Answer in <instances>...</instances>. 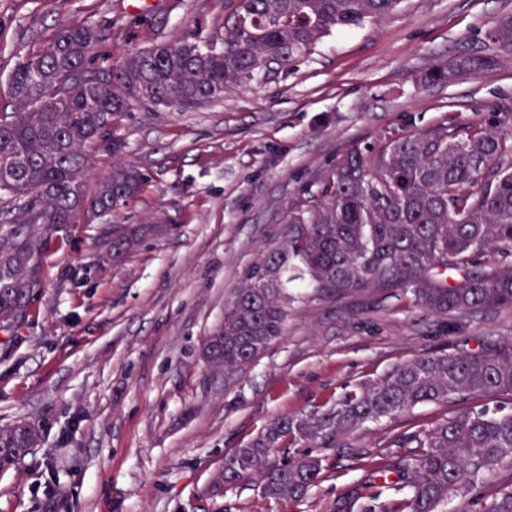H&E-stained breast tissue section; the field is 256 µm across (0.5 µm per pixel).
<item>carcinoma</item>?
<instances>
[{
  "label": "carcinoma",
  "mask_w": 512,
  "mask_h": 512,
  "mask_svg": "<svg viewBox=\"0 0 512 512\" xmlns=\"http://www.w3.org/2000/svg\"><path fill=\"white\" fill-rule=\"evenodd\" d=\"M401 0H225L224 24L204 41L187 36L128 50L107 71L98 48L111 33L89 22L68 24L8 75L0 102V331L16 327L35 287V260L52 234L90 223L137 196L145 181L117 164L94 186L87 174L100 154L124 149L117 120L138 103L192 110L224 91L268 76L311 53L334 30L392 12ZM490 38L512 46V18ZM461 56L433 69L443 84L484 68ZM147 228L127 226L107 257L132 251ZM451 272L450 285L444 274ZM327 299L372 288L410 298L431 313L462 318L512 308V131L492 123L463 130L446 121L406 129L374 154L351 151L319 190L289 208L281 238L252 268L203 351L209 368L232 374L282 336L288 285ZM512 396V348L480 354L423 352L362 382L333 404L270 420L251 440L224 454L201 497L226 512L224 495L254 482L276 512H300L325 471L327 450L366 423L426 402ZM40 442L21 422L0 431V468ZM415 447L369 462L367 481L322 512H375L387 493L393 512H448V501L474 496L478 512H512V410L457 412L397 442ZM396 475L392 481L384 474Z\"/></svg>",
  "instance_id": "cac0c4a2"
}]
</instances>
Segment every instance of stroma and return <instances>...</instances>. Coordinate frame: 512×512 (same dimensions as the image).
<instances>
[{
    "label": "stroma",
    "instance_id": "1",
    "mask_svg": "<svg viewBox=\"0 0 512 512\" xmlns=\"http://www.w3.org/2000/svg\"><path fill=\"white\" fill-rule=\"evenodd\" d=\"M224 0H0V86L61 25L114 32L103 54L217 29ZM512 0H401L377 21L323 37L288 70L188 112L134 105L119 122L141 193L106 220L55 232L14 335L0 332V429L26 420L42 441L0 470V512H193L225 453L273 418L331 403L423 351L512 343V308L453 319L373 290L329 300L303 290L285 332L231 375L203 349L288 206L317 192L350 151L371 154L406 127L441 121L512 128V47L488 37ZM475 54L489 67L445 84L432 68ZM165 225L102 262L110 227ZM512 408V396L481 399ZM429 402L338 440L307 512L363 483L395 440L473 407Z\"/></svg>",
    "mask_w": 512,
    "mask_h": 512
}]
</instances>
